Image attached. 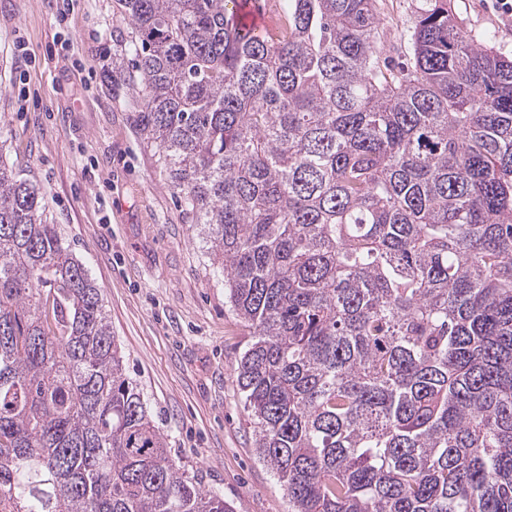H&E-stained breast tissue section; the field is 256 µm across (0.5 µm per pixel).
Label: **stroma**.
I'll return each instance as SVG.
<instances>
[{
    "mask_svg": "<svg viewBox=\"0 0 512 512\" xmlns=\"http://www.w3.org/2000/svg\"><path fill=\"white\" fill-rule=\"evenodd\" d=\"M418 0H378L385 50L408 57ZM460 28L512 55L493 0H451ZM131 27L117 0H0V141L23 166L102 292L149 414L178 458L234 512H288L254 455L236 386L252 331L224 302L198 225L184 218L136 126ZM27 48V61L18 58Z\"/></svg>",
    "mask_w": 512,
    "mask_h": 512,
    "instance_id": "obj_1",
    "label": "stroma"
}]
</instances>
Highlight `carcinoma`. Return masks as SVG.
Wrapping results in <instances>:
<instances>
[{"label":"carcinoma","mask_w":512,"mask_h":512,"mask_svg":"<svg viewBox=\"0 0 512 512\" xmlns=\"http://www.w3.org/2000/svg\"><path fill=\"white\" fill-rule=\"evenodd\" d=\"M138 126L228 302L290 512H512V59L422 0H118ZM0 512H233L155 426L100 288L0 156ZM380 27L385 32V50L395 60L410 54L409 31L415 23L419 0H377Z\"/></svg>","instance_id":"cac0c4a2"}]
</instances>
